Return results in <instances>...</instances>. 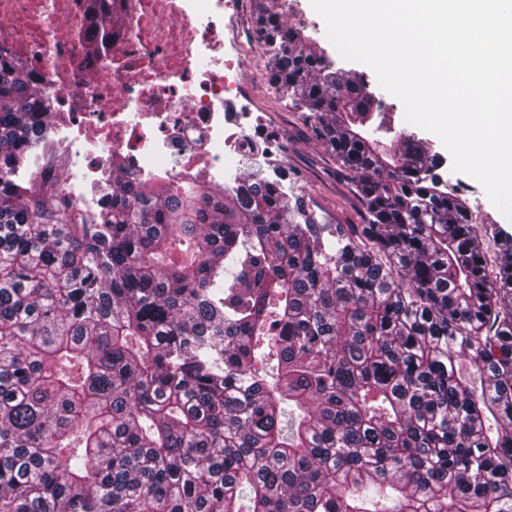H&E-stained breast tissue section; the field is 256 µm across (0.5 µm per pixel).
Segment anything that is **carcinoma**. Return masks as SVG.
<instances>
[{"instance_id":"obj_1","label":"carcinoma","mask_w":512,"mask_h":512,"mask_svg":"<svg viewBox=\"0 0 512 512\" xmlns=\"http://www.w3.org/2000/svg\"><path fill=\"white\" fill-rule=\"evenodd\" d=\"M258 29L364 223L254 156L217 191L114 161L77 224L13 176L53 113L0 54V512H512V235L489 259L422 140Z\"/></svg>"}]
</instances>
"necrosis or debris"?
Returning <instances> with one entry per match:
<instances>
[{
  "instance_id": "obj_1",
  "label": "necrosis or debris",
  "mask_w": 512,
  "mask_h": 512,
  "mask_svg": "<svg viewBox=\"0 0 512 512\" xmlns=\"http://www.w3.org/2000/svg\"><path fill=\"white\" fill-rule=\"evenodd\" d=\"M246 0H0V52L23 62L56 112L16 170L56 186L80 224L96 221L113 159L145 183L224 185L225 164L272 137L244 94L238 61L257 42ZM118 17L98 52L83 34Z\"/></svg>"
}]
</instances>
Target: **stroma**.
I'll use <instances>...</instances> for the list:
<instances>
[{"label":"stroma","mask_w":512,"mask_h":512,"mask_svg":"<svg viewBox=\"0 0 512 512\" xmlns=\"http://www.w3.org/2000/svg\"><path fill=\"white\" fill-rule=\"evenodd\" d=\"M291 8H284L282 0H251V8L243 18L248 28H255L259 13L284 16L288 25L303 29L307 35L320 41L336 69L350 72L364 79L368 89L391 119L395 132L417 133L425 139L433 153L441 161L440 172L448 182L458 184V195L468 210L478 213L481 224H493L512 234V222L508 221L488 199L482 186L473 178L454 172L452 158L441 140L433 133L416 129L406 122L404 108L399 99L384 91L378 84L373 70L361 63L344 60L326 34L324 20L310 4V0H291ZM269 58L267 47H260L257 54L247 56L241 68V77L248 87L253 103L266 123L278 128L280 140L269 145L268 152L280 174L297 193L306 197L317 212L339 224H358L362 221V206L353 192L351 179L338 169L334 157L317 141L302 111L293 108L280 98L269 82Z\"/></svg>","instance_id":"stroma-1"}]
</instances>
